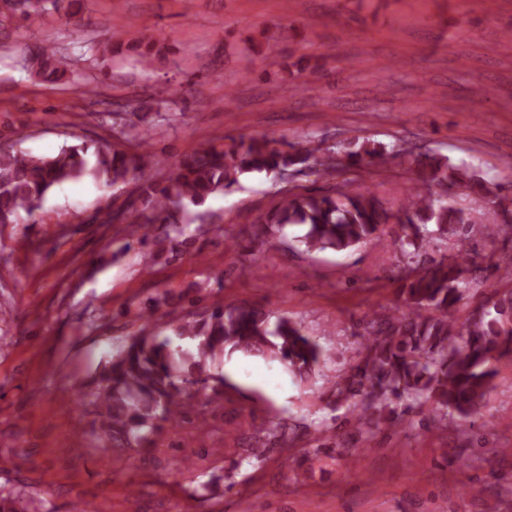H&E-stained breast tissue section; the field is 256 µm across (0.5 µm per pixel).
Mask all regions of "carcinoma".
<instances>
[{"mask_svg": "<svg viewBox=\"0 0 512 512\" xmlns=\"http://www.w3.org/2000/svg\"><path fill=\"white\" fill-rule=\"evenodd\" d=\"M11 15L33 11L67 14L66 0H20ZM127 30L95 49L106 57L129 45ZM141 62L151 67L167 48L156 42L137 45ZM38 74L61 77L67 58L45 45L35 54ZM144 119L113 132L112 139L64 145L52 156L33 155L10 140H0V224H38L46 198L64 184L91 175L124 197L107 223L126 225L127 235L142 246L144 263L164 252L176 253L194 236L184 215L210 199L232 191L240 176L266 172L281 183L277 201L253 221L254 237L279 235L297 226L295 242L307 253L345 252L379 237L382 226L396 224L393 240L399 254V305L396 314L367 323L349 373L331 384L336 408H346L358 434L403 423L413 410H427L438 421L448 414L468 419L479 414L495 386L496 363L512 357V262L484 266L478 255L427 258L431 244L454 246L475 232L495 241L512 228V197L503 186L475 167L412 146L365 140L348 151L300 142L252 139L201 149L168 176L147 175L152 155L137 151L151 138ZM392 166L408 175L405 201L396 209L360 183L362 173ZM344 179L309 189L283 182L290 173ZM463 190L475 205L445 197ZM163 227L151 239L150 229ZM494 272L499 287L473 302V284ZM171 335L145 328L104 366L90 394L99 407L98 431L112 448L135 453L157 448V437L171 422L187 423L204 433L216 430L210 420L224 407L225 389L233 384L220 370L224 357L254 354L282 364L297 381L310 382L326 361L316 339L297 321L273 316L257 305L213 303L191 315L167 314ZM175 484L188 481L193 492H211L220 477L195 479V462L181 459L171 471ZM0 512H43V501L22 489L0 486Z\"/></svg>", "mask_w": 512, "mask_h": 512, "instance_id": "obj_1", "label": "carcinoma"}]
</instances>
